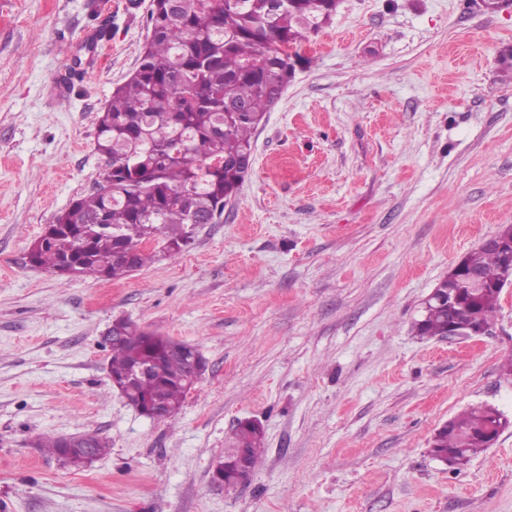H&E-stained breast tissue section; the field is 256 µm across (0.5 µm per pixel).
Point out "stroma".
Wrapping results in <instances>:
<instances>
[{
	"label": "stroma",
	"mask_w": 512,
	"mask_h": 512,
	"mask_svg": "<svg viewBox=\"0 0 512 512\" xmlns=\"http://www.w3.org/2000/svg\"><path fill=\"white\" fill-rule=\"evenodd\" d=\"M150 4L0 0V512H512V427L458 470L430 454L470 406L512 418V286L484 336L413 331L512 225V8L339 0L221 220L123 280L63 281L28 250L99 188L97 116L138 66ZM119 317L207 361L167 422L108 377ZM244 419L263 453L224 489L213 467ZM45 434L109 450L77 469Z\"/></svg>",
	"instance_id": "35a3bbf8"
}]
</instances>
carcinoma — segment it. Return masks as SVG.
Here are the masks:
<instances>
[{
    "mask_svg": "<svg viewBox=\"0 0 512 512\" xmlns=\"http://www.w3.org/2000/svg\"><path fill=\"white\" fill-rule=\"evenodd\" d=\"M337 0H153L152 37L131 76L112 91L97 118V151L112 167L102 188L73 199L31 246L28 257L60 278L118 280L190 244L186 224H213L236 195L252 165V138L288 84L281 56L318 33ZM132 251V259L125 258ZM512 269V254L481 245L437 288L458 306L432 301L414 324L417 335L437 337L454 323L490 327L502 289L495 281ZM485 275L477 292L464 272ZM109 379H118L133 407L155 404L158 422L181 408L190 388L189 356L174 352L169 336L127 321L108 328ZM150 360L153 369L135 370ZM506 429L493 408H472L434 434L431 453L459 467L488 447L486 435ZM228 449L225 483L236 486L263 452L260 424L241 422ZM63 436L39 447L77 468L91 461L64 454Z\"/></svg>",
    "mask_w": 512,
    "mask_h": 512,
    "instance_id": "cac0c4a2",
    "label": "carcinoma"
}]
</instances>
